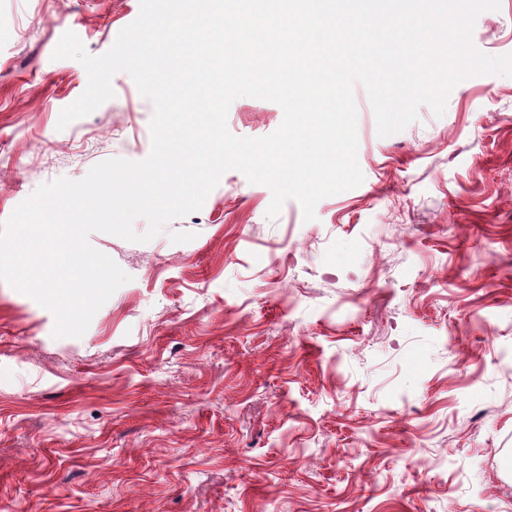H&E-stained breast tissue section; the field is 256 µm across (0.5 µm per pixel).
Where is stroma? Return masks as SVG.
<instances>
[{
  "label": "stroma",
  "mask_w": 512,
  "mask_h": 512,
  "mask_svg": "<svg viewBox=\"0 0 512 512\" xmlns=\"http://www.w3.org/2000/svg\"><path fill=\"white\" fill-rule=\"evenodd\" d=\"M139 0H0V224L37 187L151 151L128 73L58 129ZM472 43L512 54V0ZM361 185L297 201L226 172L146 243L82 337L0 281V512H512V76L382 137L355 85ZM276 103L234 100L262 137ZM455 465L444 471L436 459Z\"/></svg>",
  "instance_id": "stroma-1"
}]
</instances>
